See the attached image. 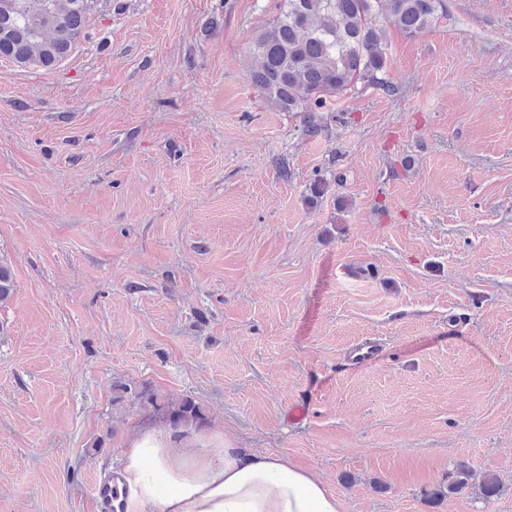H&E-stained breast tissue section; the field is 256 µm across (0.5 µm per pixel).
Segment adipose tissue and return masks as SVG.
<instances>
[{
  "label": "adipose tissue",
  "instance_id": "obj_1",
  "mask_svg": "<svg viewBox=\"0 0 512 512\" xmlns=\"http://www.w3.org/2000/svg\"><path fill=\"white\" fill-rule=\"evenodd\" d=\"M123 474L141 512H340L335 493L287 455L239 448L191 426L138 427Z\"/></svg>",
  "mask_w": 512,
  "mask_h": 512
}]
</instances>
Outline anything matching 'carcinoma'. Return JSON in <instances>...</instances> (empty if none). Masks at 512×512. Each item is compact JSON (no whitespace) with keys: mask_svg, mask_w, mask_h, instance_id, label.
I'll return each instance as SVG.
<instances>
[{"mask_svg":"<svg viewBox=\"0 0 512 512\" xmlns=\"http://www.w3.org/2000/svg\"><path fill=\"white\" fill-rule=\"evenodd\" d=\"M95 0H0V59L51 70L67 59L85 33ZM444 0H283L279 15L253 42L251 82L281 112L303 113L302 134L322 127L331 97L358 87L392 96L387 76L386 28L412 37L444 11ZM14 290L0 259V303ZM170 424L202 428L200 405L185 397L168 406Z\"/></svg>","mask_w":512,"mask_h":512,"instance_id":"carcinoma-1","label":"carcinoma"}]
</instances>
